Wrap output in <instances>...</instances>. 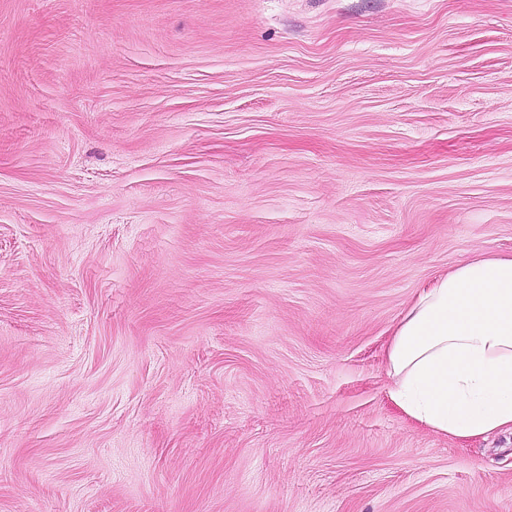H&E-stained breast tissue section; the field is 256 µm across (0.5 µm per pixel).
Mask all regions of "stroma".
I'll use <instances>...</instances> for the list:
<instances>
[{
  "instance_id": "35a3bbf8",
  "label": "stroma",
  "mask_w": 512,
  "mask_h": 512,
  "mask_svg": "<svg viewBox=\"0 0 512 512\" xmlns=\"http://www.w3.org/2000/svg\"><path fill=\"white\" fill-rule=\"evenodd\" d=\"M480 254L512 0H0V512H512L383 364Z\"/></svg>"
}]
</instances>
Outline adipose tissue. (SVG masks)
<instances>
[{
    "instance_id": "obj_1",
    "label": "adipose tissue",
    "mask_w": 512,
    "mask_h": 512,
    "mask_svg": "<svg viewBox=\"0 0 512 512\" xmlns=\"http://www.w3.org/2000/svg\"><path fill=\"white\" fill-rule=\"evenodd\" d=\"M391 400L456 440L512 433V255H480L419 294L385 355Z\"/></svg>"
}]
</instances>
